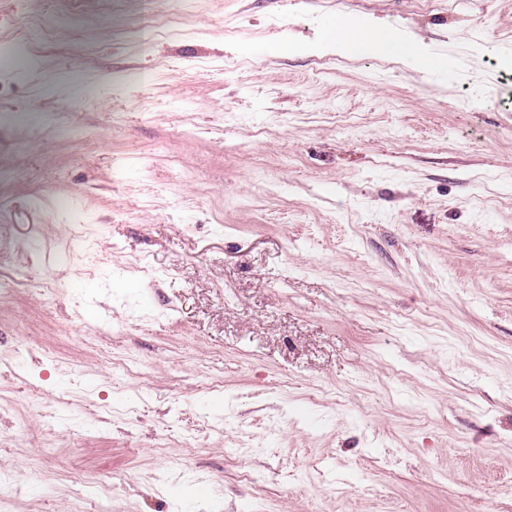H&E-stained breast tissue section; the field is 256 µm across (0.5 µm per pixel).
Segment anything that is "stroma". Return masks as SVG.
I'll use <instances>...</instances> for the list:
<instances>
[{
    "label": "stroma",
    "instance_id": "35a3bbf8",
    "mask_svg": "<svg viewBox=\"0 0 512 512\" xmlns=\"http://www.w3.org/2000/svg\"><path fill=\"white\" fill-rule=\"evenodd\" d=\"M338 15L445 66L289 53ZM510 52L512 0H0V512H512Z\"/></svg>",
    "mask_w": 512,
    "mask_h": 512
}]
</instances>
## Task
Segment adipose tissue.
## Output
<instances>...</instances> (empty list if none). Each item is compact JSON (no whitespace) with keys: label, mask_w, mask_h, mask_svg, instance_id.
I'll return each instance as SVG.
<instances>
[{"label":"adipose tissue","mask_w":512,"mask_h":512,"mask_svg":"<svg viewBox=\"0 0 512 512\" xmlns=\"http://www.w3.org/2000/svg\"><path fill=\"white\" fill-rule=\"evenodd\" d=\"M316 47L345 58L398 54L428 69H439L444 65L442 59L428 52L421 40L401 36L392 27L364 16L346 15L330 21Z\"/></svg>","instance_id":"adipose-tissue-1"}]
</instances>
